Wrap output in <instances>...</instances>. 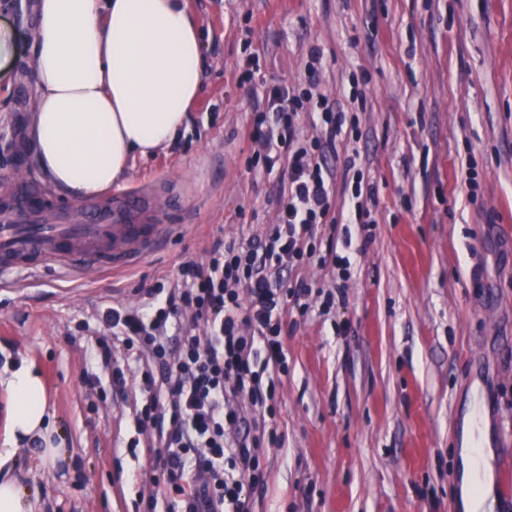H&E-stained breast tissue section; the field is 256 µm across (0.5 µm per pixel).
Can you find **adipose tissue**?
Here are the masks:
<instances>
[{
    "instance_id": "obj_1",
    "label": "adipose tissue",
    "mask_w": 512,
    "mask_h": 512,
    "mask_svg": "<svg viewBox=\"0 0 512 512\" xmlns=\"http://www.w3.org/2000/svg\"><path fill=\"white\" fill-rule=\"evenodd\" d=\"M32 51L34 159L73 199L109 189L131 158L171 145L203 89L200 23L183 0H39ZM6 384L14 405L0 448V512H33L35 493L5 474L19 443L41 438L53 463L67 451L45 427L41 375L23 364ZM492 458L489 448L463 453L465 512L493 500Z\"/></svg>"
}]
</instances>
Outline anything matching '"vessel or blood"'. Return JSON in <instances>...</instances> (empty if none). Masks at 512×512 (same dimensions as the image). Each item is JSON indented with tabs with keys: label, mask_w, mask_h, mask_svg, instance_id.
I'll use <instances>...</instances> for the list:
<instances>
[{
	"label": "vessel or blood",
	"mask_w": 512,
	"mask_h": 512,
	"mask_svg": "<svg viewBox=\"0 0 512 512\" xmlns=\"http://www.w3.org/2000/svg\"><path fill=\"white\" fill-rule=\"evenodd\" d=\"M151 184L113 191L111 202L92 209L84 223L37 224L51 211L34 193H15L0 207V271L32 272L52 264L87 275L104 268L124 271L150 256L172 232L171 206L152 199Z\"/></svg>",
	"instance_id": "vessel-or-blood-1"
}]
</instances>
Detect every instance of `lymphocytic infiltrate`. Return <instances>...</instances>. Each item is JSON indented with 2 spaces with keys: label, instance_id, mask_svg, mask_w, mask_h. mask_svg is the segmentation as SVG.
<instances>
[{
  "label": "lymphocytic infiltrate",
  "instance_id": "obj_1",
  "mask_svg": "<svg viewBox=\"0 0 512 512\" xmlns=\"http://www.w3.org/2000/svg\"><path fill=\"white\" fill-rule=\"evenodd\" d=\"M306 118L320 130L308 141L299 137ZM247 137L262 146L266 172L279 166L287 173L273 199L275 223L246 243L215 241L206 262L182 263L171 293L151 288L146 303L103 314L113 337L144 361L136 425L164 444L153 464L157 476L140 496L143 512H252L260 437L274 399L259 369L286 364L283 311L290 304L308 310L312 294L303 280L285 286L284 274L330 262L348 280L349 258L317 246L313 230L372 222L373 187L352 149L360 133L329 99L308 111L303 95L276 87L266 108L252 113ZM341 144L351 154L339 156ZM340 169L351 175L341 196Z\"/></svg>",
  "mask_w": 512,
  "mask_h": 512
}]
</instances>
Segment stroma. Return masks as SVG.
<instances>
[{"label":"stroma","instance_id":"obj_1","mask_svg":"<svg viewBox=\"0 0 512 512\" xmlns=\"http://www.w3.org/2000/svg\"><path fill=\"white\" fill-rule=\"evenodd\" d=\"M36 3L0 0V28L17 35L0 65V176L72 208L16 147L37 98ZM186 4L203 33L202 95L177 140L132 160L121 182L162 181L185 205L179 230L126 273L79 280L47 266L0 290V445L1 379L24 360L44 379L47 418L68 450L50 464L30 442L16 476L37 490L38 512H137L159 444L137 429L136 378L113 389L93 357L101 315L139 304L181 261H205L211 239L274 223L281 174L251 170L244 130L272 87L300 85L357 116L377 226L367 245L352 224L314 232L346 245L352 277L345 302L285 316L288 370L264 373L275 436L262 442L254 512H461L459 450L475 402L493 466L512 468V0ZM313 45L323 52L314 72ZM472 157L483 169L474 200L461 185Z\"/></svg>","mask_w":512,"mask_h":512}]
</instances>
